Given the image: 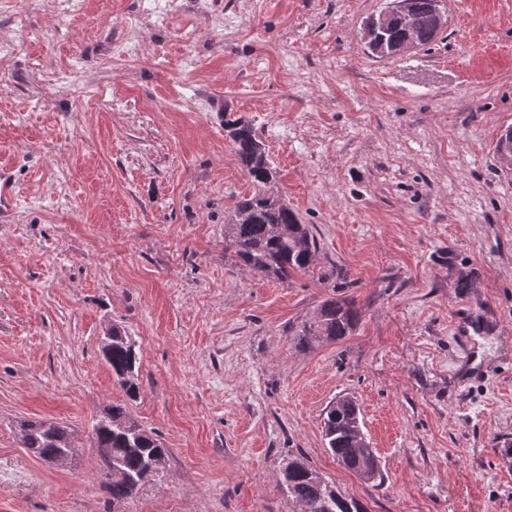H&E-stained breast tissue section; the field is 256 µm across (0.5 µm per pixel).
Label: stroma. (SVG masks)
<instances>
[{
  "mask_svg": "<svg viewBox=\"0 0 512 512\" xmlns=\"http://www.w3.org/2000/svg\"><path fill=\"white\" fill-rule=\"evenodd\" d=\"M387 2L0 0V512H296L278 480L298 454L368 512H512V0H445L433 44L373 58L362 23ZM133 39L144 60L121 65ZM228 111L315 236L314 270L263 279L225 255L252 190ZM334 266L348 287L322 284ZM333 296L356 330L297 351ZM114 325L138 346L130 411L169 450L117 506L88 438L126 400ZM341 395L381 484L323 447ZM32 418L79 455L30 454Z\"/></svg>",
  "mask_w": 512,
  "mask_h": 512,
  "instance_id": "obj_1",
  "label": "stroma"
}]
</instances>
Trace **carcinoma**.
Segmentation results:
<instances>
[{
    "instance_id": "obj_1",
    "label": "carcinoma",
    "mask_w": 512,
    "mask_h": 512,
    "mask_svg": "<svg viewBox=\"0 0 512 512\" xmlns=\"http://www.w3.org/2000/svg\"><path fill=\"white\" fill-rule=\"evenodd\" d=\"M400 12L383 10L363 23L362 41L368 54L383 59L393 57L407 46L425 47L433 43L447 24L438 0H404ZM224 129L231 149L253 191L242 196L224 219L225 249L237 263L266 277L287 280L292 274L313 269L318 243L308 225L288 207L278 187L276 169L271 165L266 145L251 122L224 114ZM497 153L512 163V128L497 141ZM360 321V312L344 299L329 298L301 323L294 333L296 348L308 350L319 343L339 341ZM112 374L130 402L141 395L136 341L123 328L112 326V341L103 347ZM360 411L352 400L330 402L324 410V448L336 462L365 482L382 481L374 449L362 448L364 440ZM21 440L33 455L43 459L61 448L73 447L68 431L54 423L26 420L20 423ZM95 448L112 449V459L125 478L109 484L112 504L134 495V485L145 478L152 464L164 459L168 449L153 432L132 416L129 407L114 404L105 409L92 427ZM281 486L299 512H367L362 503L345 493L309 465L303 457L290 456L282 467Z\"/></svg>"
}]
</instances>
